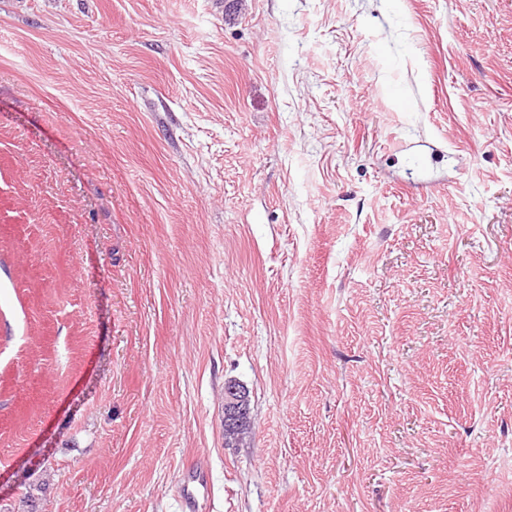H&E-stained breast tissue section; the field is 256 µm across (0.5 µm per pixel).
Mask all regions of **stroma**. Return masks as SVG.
<instances>
[{"instance_id":"stroma-1","label":"stroma","mask_w":512,"mask_h":512,"mask_svg":"<svg viewBox=\"0 0 512 512\" xmlns=\"http://www.w3.org/2000/svg\"><path fill=\"white\" fill-rule=\"evenodd\" d=\"M200 471L512 512V0H0V512ZM249 391L236 379L224 384V433L242 440L249 426Z\"/></svg>"}]
</instances>
